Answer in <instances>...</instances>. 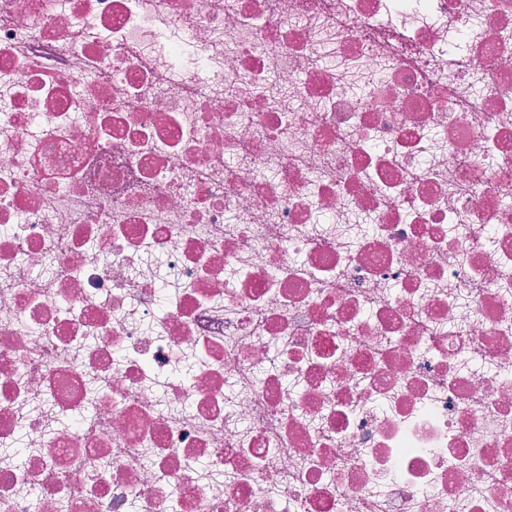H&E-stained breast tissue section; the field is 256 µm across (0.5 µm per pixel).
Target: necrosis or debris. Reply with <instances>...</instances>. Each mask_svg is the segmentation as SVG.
I'll list each match as a JSON object with an SVG mask.
<instances>
[{
	"label": "necrosis or debris",
	"mask_w": 512,
	"mask_h": 512,
	"mask_svg": "<svg viewBox=\"0 0 512 512\" xmlns=\"http://www.w3.org/2000/svg\"><path fill=\"white\" fill-rule=\"evenodd\" d=\"M0 512H512V0H0Z\"/></svg>",
	"instance_id": "necrosis-or-debris-1"
}]
</instances>
